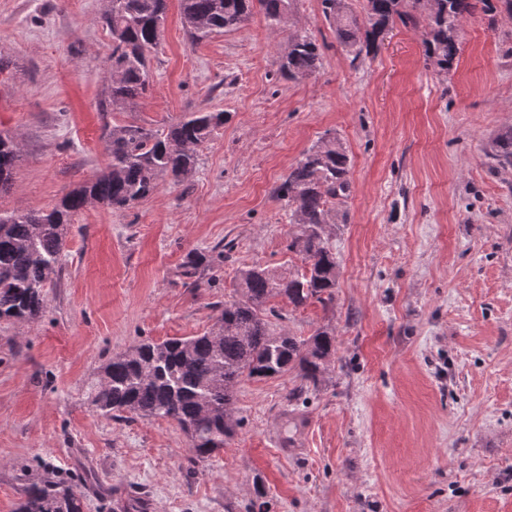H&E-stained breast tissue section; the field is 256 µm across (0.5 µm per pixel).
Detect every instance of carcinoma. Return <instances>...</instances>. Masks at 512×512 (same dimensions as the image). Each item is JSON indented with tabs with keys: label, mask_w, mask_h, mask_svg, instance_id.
Wrapping results in <instances>:
<instances>
[{
	"label": "carcinoma",
	"mask_w": 512,
	"mask_h": 512,
	"mask_svg": "<svg viewBox=\"0 0 512 512\" xmlns=\"http://www.w3.org/2000/svg\"><path fill=\"white\" fill-rule=\"evenodd\" d=\"M292 0H180L184 25L195 39L234 30L252 16L284 36L283 75L295 79L320 66V46L308 31L286 29ZM322 13L343 47L360 56L399 21L422 29L425 61L442 71L453 67L458 33L477 11L512 13V0H366L364 15L345 0H321ZM168 0H112L102 22L112 37L108 85L101 111H125L147 97L152 81L148 54L157 45ZM222 111L186 112L161 133L140 126H112L107 133L110 163L105 171L65 193L48 209L0 212V319L35 321L47 307L44 288L56 272L67 224L95 201L127 208L159 191L160 179L190 178L197 150L223 125ZM21 147L0 133V193L8 190ZM489 158L512 167V132L502 134ZM351 158L334 137L307 152L277 188L288 202V251L302 267L282 273L260 266L239 270L240 297L224 303L209 331L200 336L141 340L101 368L90 389L92 406L114 419L163 418L185 432L196 461L224 449L234 437L235 386L242 379L288 375L299 380L294 394L318 388L336 359L333 330L318 328L307 338L271 329L279 317L271 300L283 298L297 310L336 300L337 261L332 245L336 208L350 195ZM80 487L46 476L28 483L17 512H82Z\"/></svg>",
	"instance_id": "obj_1"
}]
</instances>
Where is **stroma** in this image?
Returning a JSON list of instances; mask_svg holds the SVG:
<instances>
[{
    "label": "stroma",
    "mask_w": 512,
    "mask_h": 512,
    "mask_svg": "<svg viewBox=\"0 0 512 512\" xmlns=\"http://www.w3.org/2000/svg\"><path fill=\"white\" fill-rule=\"evenodd\" d=\"M108 0H0V130L22 155L0 210L51 207L109 156L103 127L166 130L186 112H226L184 183L129 208L88 205L67 228L47 309L0 321V512L26 484L94 471L84 512H512V168H492L512 129V17L467 19L450 71L426 64L420 30L397 23L353 60L320 0H293L321 65L289 79L262 17L193 40L179 0L150 53L152 90L103 112ZM334 134L352 159L333 231L336 301L278 329L336 334L319 391L293 377L241 380V425L191 462L173 421L117 420L88 401L113 355L137 341L198 336L247 266L293 270L276 190ZM205 256L189 282L184 265Z\"/></svg>",
    "instance_id": "obj_1"
}]
</instances>
